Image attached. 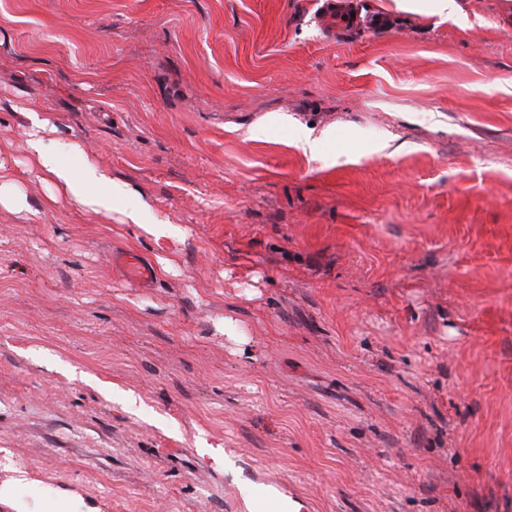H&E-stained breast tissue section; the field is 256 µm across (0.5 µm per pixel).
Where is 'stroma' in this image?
<instances>
[{
	"label": "stroma",
	"instance_id": "stroma-1",
	"mask_svg": "<svg viewBox=\"0 0 512 512\" xmlns=\"http://www.w3.org/2000/svg\"><path fill=\"white\" fill-rule=\"evenodd\" d=\"M459 4L0 0V512H512V0ZM408 8L412 11L435 15L439 17H453L458 14L457 0H407ZM26 116L34 128L26 140L31 164L61 187L84 215L97 218L120 211L125 224H130L140 234L157 240L171 235L172 224L168 221L158 218L149 221L142 207L126 204L137 191L130 184L113 179L109 169L85 158L77 168L62 162L50 144L52 139L46 138L57 130L53 113L30 112Z\"/></svg>",
	"mask_w": 512,
	"mask_h": 512
}]
</instances>
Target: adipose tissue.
Wrapping results in <instances>:
<instances>
[{
	"label": "adipose tissue",
	"instance_id": "obj_1",
	"mask_svg": "<svg viewBox=\"0 0 512 512\" xmlns=\"http://www.w3.org/2000/svg\"><path fill=\"white\" fill-rule=\"evenodd\" d=\"M28 118L33 125V131L26 140L31 164L61 187L84 215L97 218L118 211L125 223L141 234L157 240L170 236L171 224L163 219H148L142 207L130 204L135 188L113 179L109 169L86 159L76 167L62 162L48 139L49 134L57 130L53 113L32 112Z\"/></svg>",
	"mask_w": 512,
	"mask_h": 512
}]
</instances>
